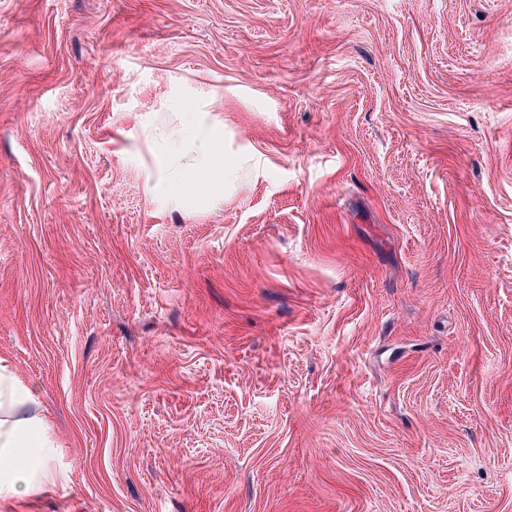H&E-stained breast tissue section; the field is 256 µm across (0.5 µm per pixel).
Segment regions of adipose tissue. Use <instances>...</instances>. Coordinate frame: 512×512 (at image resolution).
Here are the masks:
<instances>
[{"instance_id": "adipose-tissue-1", "label": "adipose tissue", "mask_w": 512, "mask_h": 512, "mask_svg": "<svg viewBox=\"0 0 512 512\" xmlns=\"http://www.w3.org/2000/svg\"><path fill=\"white\" fill-rule=\"evenodd\" d=\"M168 106L176 112H191V126L168 130L157 185L177 199L209 204L223 196L229 173L249 167L254 157L226 156V131L212 117L206 95L174 97ZM34 402L32 391L0 363V503L36 498L69 480L67 471L54 461V442L45 419L33 412Z\"/></svg>"}]
</instances>
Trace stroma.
<instances>
[{
	"label": "stroma",
	"instance_id": "stroma-1",
	"mask_svg": "<svg viewBox=\"0 0 512 512\" xmlns=\"http://www.w3.org/2000/svg\"><path fill=\"white\" fill-rule=\"evenodd\" d=\"M0 359L70 472L0 512H512V0H0ZM168 106L174 112H192L191 129L176 126L168 130V148L158 165L156 185L168 195L200 205L223 197L228 174L234 168H248L253 155H225L224 123L211 116L205 94L186 100L170 98Z\"/></svg>",
	"mask_w": 512,
	"mask_h": 512
}]
</instances>
